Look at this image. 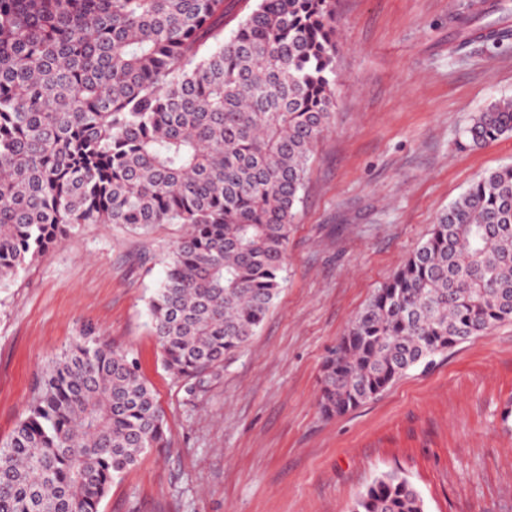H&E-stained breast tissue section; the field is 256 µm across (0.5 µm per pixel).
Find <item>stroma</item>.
Returning a JSON list of instances; mask_svg holds the SVG:
<instances>
[{
    "label": "stroma",
    "instance_id": "stroma-1",
    "mask_svg": "<svg viewBox=\"0 0 512 512\" xmlns=\"http://www.w3.org/2000/svg\"><path fill=\"white\" fill-rule=\"evenodd\" d=\"M336 0V107L288 245V281L256 336L188 396L165 367L147 301L178 224H84L0 288V442L36 373L86 329L131 350L167 443L116 479L100 512H350L395 471L425 512H512V321L326 418L328 349L512 135L461 148L472 116L512 98V47L452 50L465 5Z\"/></svg>",
    "mask_w": 512,
    "mask_h": 512
}]
</instances>
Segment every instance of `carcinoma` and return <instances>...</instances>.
<instances>
[{"label":"carcinoma","instance_id":"1","mask_svg":"<svg viewBox=\"0 0 512 512\" xmlns=\"http://www.w3.org/2000/svg\"><path fill=\"white\" fill-rule=\"evenodd\" d=\"M460 19L454 51L512 31ZM230 34H224L229 25ZM335 0H0V286L82 224H182L148 301L188 392L256 335L286 280L313 149L331 124ZM512 134V98L461 145ZM512 321V165L485 172L374 292L321 368L336 416L411 368ZM165 413L128 351L91 332L41 372L0 444V512H99L163 445ZM351 512H425L383 472Z\"/></svg>","mask_w":512,"mask_h":512}]
</instances>
